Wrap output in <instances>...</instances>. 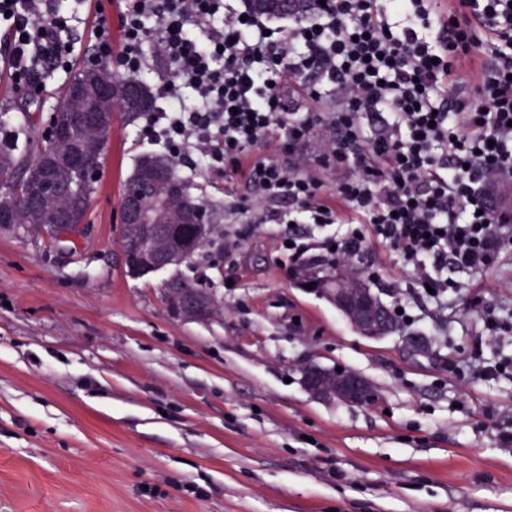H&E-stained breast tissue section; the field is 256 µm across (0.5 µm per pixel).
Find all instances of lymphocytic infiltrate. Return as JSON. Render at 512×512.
Returning <instances> with one entry per match:
<instances>
[{
  "mask_svg": "<svg viewBox=\"0 0 512 512\" xmlns=\"http://www.w3.org/2000/svg\"><path fill=\"white\" fill-rule=\"evenodd\" d=\"M311 2L283 28L223 0H124L117 21L98 16L82 62L139 80L149 65L165 71L166 107L141 137L164 138L175 158L194 149L257 204L286 202L289 258L357 259L370 238L395 251L412 274L395 302L408 327L411 298L447 303L453 274L512 261V222L487 193L490 177L512 178V0ZM0 17L14 84L69 67L60 0H0ZM318 125L328 135L311 171L304 149ZM340 169L347 177L324 192Z\"/></svg>",
  "mask_w": 512,
  "mask_h": 512,
  "instance_id": "obj_1",
  "label": "lymphocytic infiltrate"
}]
</instances>
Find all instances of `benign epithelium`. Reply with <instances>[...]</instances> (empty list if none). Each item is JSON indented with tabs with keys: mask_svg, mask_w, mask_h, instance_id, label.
Returning <instances> with one entry per match:
<instances>
[{
	"mask_svg": "<svg viewBox=\"0 0 512 512\" xmlns=\"http://www.w3.org/2000/svg\"><path fill=\"white\" fill-rule=\"evenodd\" d=\"M113 88L91 77L85 80L73 95L69 114L62 120H54L53 136L68 142L75 124L90 125L102 130L112 129ZM104 141L91 147H74L65 154V161L72 178L61 183L55 177V161L48 157L41 163L29 167L25 177L29 182L28 204L36 207L60 192L76 194L79 184L74 176L79 173H97V161L102 157ZM153 183L160 192L150 204L140 199L133 200L122 212V224L131 232L148 239L153 249L135 258H126L128 271L135 277L144 276L162 268L174 269L186 263L188 253L172 241L165 232L168 199L183 194L182 183L168 169L159 167L153 171ZM314 290L325 295L346 319L364 336L378 338L395 333L385 307L372 290L349 287L339 277L319 276ZM212 308V301L198 293L175 291L170 294L167 311L183 321H200ZM325 370L308 365L302 370L303 384L307 391L320 399L338 400L349 404H360L369 391L368 382L352 374L331 388L324 382Z\"/></svg>",
	"mask_w": 512,
	"mask_h": 512,
	"instance_id": "7a95c632",
	"label": "benign epithelium"
}]
</instances>
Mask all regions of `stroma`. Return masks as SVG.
I'll list each match as a JSON object with an SVG mask.
<instances>
[{
	"instance_id": "1",
	"label": "stroma",
	"mask_w": 512,
	"mask_h": 512,
	"mask_svg": "<svg viewBox=\"0 0 512 512\" xmlns=\"http://www.w3.org/2000/svg\"><path fill=\"white\" fill-rule=\"evenodd\" d=\"M0 21V141L34 142L67 84H12ZM145 116L115 113L87 240L68 253L0 233V512H512V381L456 377L475 346L476 314L414 303L417 323L363 337L317 292L297 286L269 210L240 178L183 162L191 195L217 212L214 233L177 270L131 276L120 199ZM255 232L235 243L238 225ZM378 257L373 292L392 304L411 275ZM216 297L206 322L172 318L173 276ZM313 364L365 378L364 405L314 398Z\"/></svg>"
}]
</instances>
